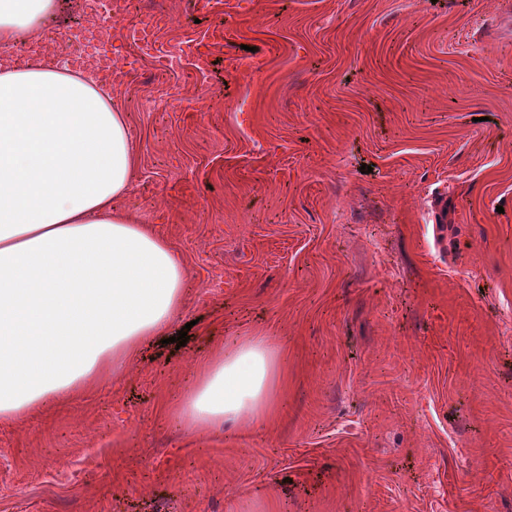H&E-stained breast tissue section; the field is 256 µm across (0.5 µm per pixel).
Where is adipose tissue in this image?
Listing matches in <instances>:
<instances>
[{"label":"adipose tissue","mask_w":512,"mask_h":512,"mask_svg":"<svg viewBox=\"0 0 512 512\" xmlns=\"http://www.w3.org/2000/svg\"><path fill=\"white\" fill-rule=\"evenodd\" d=\"M55 0H0V54ZM136 167L109 82L55 60L0 67V419L122 376L184 300L187 271L150 225L118 211ZM284 371L266 336L209 362L177 408L191 430L267 419Z\"/></svg>","instance_id":"ef3b65f1"}]
</instances>
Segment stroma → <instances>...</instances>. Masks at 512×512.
Returning <instances> with one entry per match:
<instances>
[{
  "label": "stroma",
  "instance_id": "1",
  "mask_svg": "<svg viewBox=\"0 0 512 512\" xmlns=\"http://www.w3.org/2000/svg\"><path fill=\"white\" fill-rule=\"evenodd\" d=\"M157 28L211 64L113 83L117 206L185 266L189 339L0 421V512H512V0H164ZM246 45L264 69L225 72ZM253 333L274 413L189 431Z\"/></svg>",
  "mask_w": 512,
  "mask_h": 512
}]
</instances>
